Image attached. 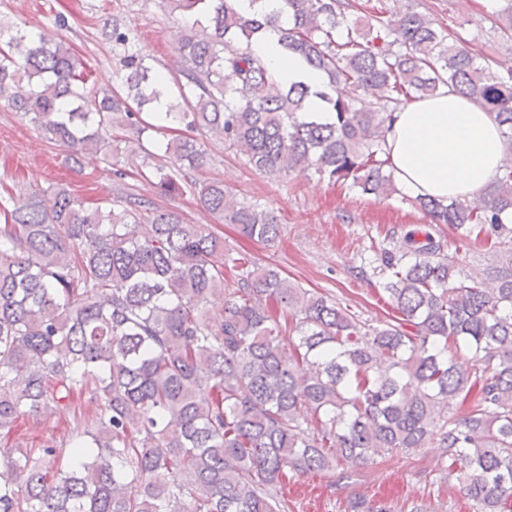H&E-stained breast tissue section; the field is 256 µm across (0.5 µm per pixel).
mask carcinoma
Wrapping results in <instances>:
<instances>
[{
    "label": "carcinoma",
    "instance_id": "obj_1",
    "mask_svg": "<svg viewBox=\"0 0 512 512\" xmlns=\"http://www.w3.org/2000/svg\"><path fill=\"white\" fill-rule=\"evenodd\" d=\"M166 2L206 31L176 45L177 100L115 19L125 92L100 96L70 45L0 21V102L81 151L110 157L116 131L140 141L179 120L262 173L312 169L384 199L396 191L393 112L447 86L494 114L502 176L480 206L412 204L432 224L512 234V62L384 0L352 20L348 0H280L283 48L324 75L313 88L276 79L251 51L278 15L245 16L239 0ZM501 2L512 55V0ZM347 83L375 102L342 97ZM312 97L318 112L304 110ZM164 147L190 168L207 161L193 137ZM152 176L179 188L160 165ZM184 188L246 237L280 233L274 212L220 181ZM0 215V432L77 405L68 463L51 437L0 452V512H288L287 470L334 474L435 439L477 512H512V257L460 278L439 260L441 240L406 234L399 251H374L397 317L373 327L248 255L231 259L225 288L224 240L141 194L89 208L62 187H5ZM224 291L215 320L208 300ZM285 330L297 336L288 350ZM456 399L469 404L461 419L448 413Z\"/></svg>",
    "mask_w": 512,
    "mask_h": 512
}]
</instances>
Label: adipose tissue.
I'll return each mask as SVG.
<instances>
[{
	"mask_svg": "<svg viewBox=\"0 0 512 512\" xmlns=\"http://www.w3.org/2000/svg\"><path fill=\"white\" fill-rule=\"evenodd\" d=\"M253 50L288 80L313 85L323 81L321 73L286 55L277 30L259 34ZM501 141L493 115L446 88L435 96L401 105L387 135L398 186L412 196L444 201L476 199L484 186L501 176Z\"/></svg>",
	"mask_w": 512,
	"mask_h": 512,
	"instance_id": "obj_1",
	"label": "adipose tissue"
}]
</instances>
